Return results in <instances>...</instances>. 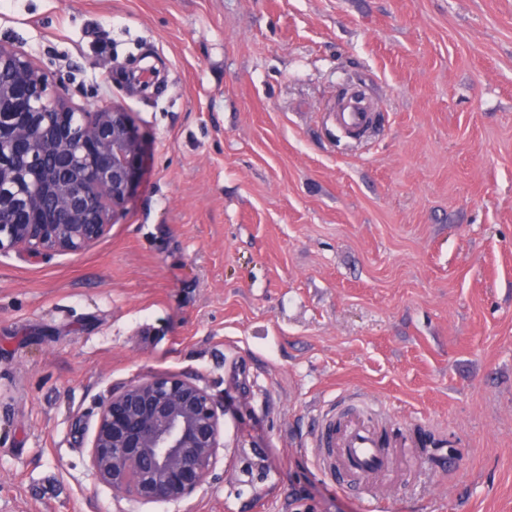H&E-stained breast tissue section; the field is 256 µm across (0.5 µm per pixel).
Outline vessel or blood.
Masks as SVG:
<instances>
[{"mask_svg": "<svg viewBox=\"0 0 512 512\" xmlns=\"http://www.w3.org/2000/svg\"><path fill=\"white\" fill-rule=\"evenodd\" d=\"M335 122L348 129H361L371 121L366 101L355 99L335 113ZM391 417L383 409L367 402L339 410L324 423L318 444L325 454L319 463L324 473L334 479L337 488L349 491V479H357L359 496L372 512H382L381 485L387 475L393 444L385 430Z\"/></svg>", "mask_w": 512, "mask_h": 512, "instance_id": "1", "label": "vessel or blood"}]
</instances>
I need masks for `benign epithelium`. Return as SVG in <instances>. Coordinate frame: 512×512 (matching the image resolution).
I'll return each instance as SVG.
<instances>
[{
    "instance_id": "7a95c632",
    "label": "benign epithelium",
    "mask_w": 512,
    "mask_h": 512,
    "mask_svg": "<svg viewBox=\"0 0 512 512\" xmlns=\"http://www.w3.org/2000/svg\"><path fill=\"white\" fill-rule=\"evenodd\" d=\"M0 254L78 256L99 243L142 172L139 127L120 104L76 110L48 74L0 44ZM55 158L47 174L34 159ZM224 410L196 381L154 375L112 390L89 450L95 480L143 503L190 500L224 461Z\"/></svg>"
}]
</instances>
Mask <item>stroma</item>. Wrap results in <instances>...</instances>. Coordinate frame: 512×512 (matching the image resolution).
Listing matches in <instances>:
<instances>
[{"mask_svg":"<svg viewBox=\"0 0 512 512\" xmlns=\"http://www.w3.org/2000/svg\"><path fill=\"white\" fill-rule=\"evenodd\" d=\"M0 43L144 151L94 248L0 255V512H362L311 455L356 395L409 440L388 512H512V0H0ZM162 373L225 411L187 503L88 469ZM335 122L348 129H361L371 121V112H368V104L365 100H351L346 107L334 114Z\"/></svg>","mask_w":512,"mask_h":512,"instance_id":"35a3bbf8","label":"stroma"}]
</instances>
